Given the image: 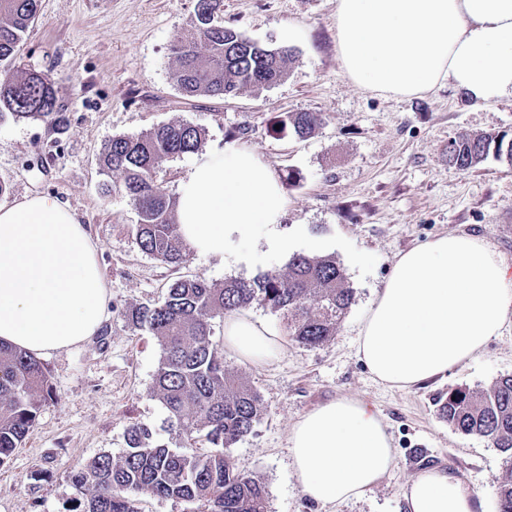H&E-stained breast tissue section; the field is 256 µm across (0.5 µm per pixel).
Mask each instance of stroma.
Segmentation results:
<instances>
[{
    "mask_svg": "<svg viewBox=\"0 0 512 512\" xmlns=\"http://www.w3.org/2000/svg\"><path fill=\"white\" fill-rule=\"evenodd\" d=\"M193 10L194 0H40L12 63L49 76L67 122L61 130L42 121L0 122V179L7 186L0 204L49 195L77 213L99 250L110 316L90 341L43 358L51 395L0 464V512H72V474L99 454L121 456L130 425L167 447H186L151 394L162 348L131 325L127 311L163 302L169 285L185 276L220 286L288 265L287 255L265 246L259 226L236 246L242 264L189 254L174 267L142 250L135 205L120 177L102 174L100 155L113 137L172 121L203 126L205 151L234 143L262 156L283 181V235L298 253L334 257L353 291L335 336L318 346L294 341L280 314L255 305L251 314L278 333L283 354L254 366L224 353L225 368L262 403L252 432L225 454L264 484L268 512H405L404 484L429 467L452 469L476 490L477 512H495L501 451L449 425L437 400L512 375V324L472 359L408 390L376 380L356 344L372 302L409 249L445 235H475L512 264V162L492 151L463 171L446 156L449 141L464 133L512 140V100L477 102L447 86L396 98L351 82L336 50V0H224L226 26L291 49L293 61L270 88L185 97L170 79L171 46ZM294 112L321 113L323 122L304 139L277 131ZM343 396L379 415L396 465L360 496L322 506L300 488L288 437L304 414Z\"/></svg>",
    "mask_w": 512,
    "mask_h": 512,
    "instance_id": "obj_1",
    "label": "stroma"
}]
</instances>
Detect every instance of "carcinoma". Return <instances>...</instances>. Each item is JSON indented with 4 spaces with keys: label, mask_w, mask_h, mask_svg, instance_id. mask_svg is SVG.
I'll return each instance as SVG.
<instances>
[{
    "label": "carcinoma",
    "mask_w": 512,
    "mask_h": 512,
    "mask_svg": "<svg viewBox=\"0 0 512 512\" xmlns=\"http://www.w3.org/2000/svg\"><path fill=\"white\" fill-rule=\"evenodd\" d=\"M38 7L39 0H0V120H40L61 128L64 117L57 112L53 82L11 68ZM171 51V80L188 97L269 88L285 77L292 58L287 47L275 53L224 26V0H196L191 28L175 39ZM321 124L317 112H294L281 120L280 129L306 138ZM204 143V128L173 122L115 136L102 153L103 172L120 173L135 204L139 244L168 265H180L186 249L176 223L178 198L158 187L156 174L164 163L201 151ZM492 147L512 161V142L504 143V137L464 135L448 142V162L461 170L474 168ZM352 300L334 258L295 254L286 271L270 270L249 281L227 279L220 288L201 276L180 278L163 303L132 310V325L148 328L162 347L153 394L170 413L171 426L189 441L205 433L216 450L175 451L134 426L119 459L101 454L71 476L79 512H138V495L192 502L196 512H267L262 482L236 470L222 451L251 433L261 403L250 386L224 368V352L210 339L211 320L260 305L287 319L292 339L315 346L335 335ZM48 397L49 380L40 361L0 343V465L25 438ZM438 403L448 424L487 439L504 454L496 512H512V375L478 391L454 389Z\"/></svg>",
    "instance_id": "1"
}]
</instances>
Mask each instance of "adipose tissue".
<instances>
[{
	"label": "adipose tissue",
	"mask_w": 512,
	"mask_h": 512,
	"mask_svg": "<svg viewBox=\"0 0 512 512\" xmlns=\"http://www.w3.org/2000/svg\"><path fill=\"white\" fill-rule=\"evenodd\" d=\"M336 44L346 76L412 97L448 85L483 102L512 99V0H337ZM287 200L253 150L233 144L196 160L178 188L177 223L194 255L223 257L263 225L266 246L291 252L279 229ZM108 292L97 247L56 198L0 204V342L50 355L95 336ZM512 318V265L484 238L449 235L396 261L361 325L357 356L379 381L408 389L472 358ZM224 345L242 361L281 353L273 331L226 314ZM289 448L302 492L321 504L362 494L395 465L379 416L340 397L303 415ZM473 488L445 468L406 483L407 512H475Z\"/></svg>",
	"instance_id": "1"
}]
</instances>
